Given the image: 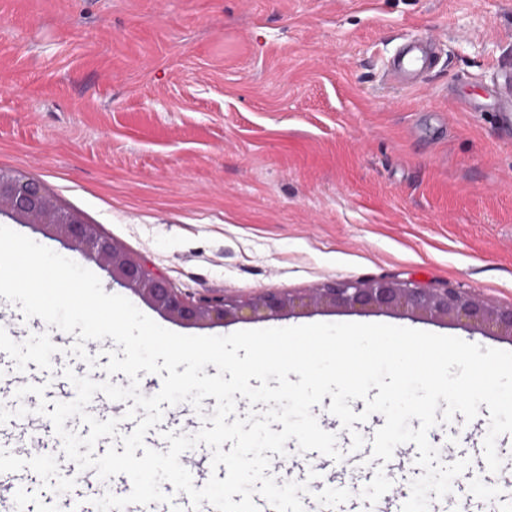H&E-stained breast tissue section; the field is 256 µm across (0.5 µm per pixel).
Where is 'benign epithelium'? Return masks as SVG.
I'll return each mask as SVG.
<instances>
[{
  "label": "benign epithelium",
  "mask_w": 512,
  "mask_h": 512,
  "mask_svg": "<svg viewBox=\"0 0 512 512\" xmlns=\"http://www.w3.org/2000/svg\"><path fill=\"white\" fill-rule=\"evenodd\" d=\"M36 224L96 262L112 280L141 297L164 316L194 324L259 321L317 309L393 313L414 319L455 321L488 336L512 338V306L499 307L454 288H420L410 281L364 279L333 282L304 293L269 288L250 298L188 299L162 276L151 273L112 239L76 213L58 206L42 182L0 170V214Z\"/></svg>",
  "instance_id": "1"
}]
</instances>
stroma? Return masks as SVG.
<instances>
[{
    "label": "stroma",
    "mask_w": 512,
    "mask_h": 512,
    "mask_svg": "<svg viewBox=\"0 0 512 512\" xmlns=\"http://www.w3.org/2000/svg\"><path fill=\"white\" fill-rule=\"evenodd\" d=\"M436 61L413 85L388 76L409 41ZM512 83V0H0V169L41 181L188 298L299 292L331 281L407 280L512 305V132L490 92ZM469 98L462 112L453 99ZM21 233L96 272L160 326H191L113 284L33 224ZM383 323L512 351V339L392 314L323 311L260 328ZM0 297L15 361L58 331L25 333ZM455 414L434 429L441 463L466 458L487 425ZM0 429V446L44 466L0 474L29 512L124 496Z\"/></svg>",
    "instance_id": "stroma-1"
}]
</instances>
